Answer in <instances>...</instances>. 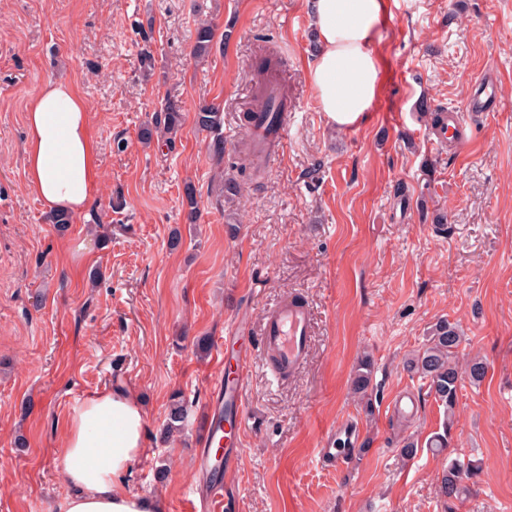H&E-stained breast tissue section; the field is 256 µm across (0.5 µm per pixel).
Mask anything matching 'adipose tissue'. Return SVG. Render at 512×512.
<instances>
[{
	"instance_id": "1",
	"label": "adipose tissue",
	"mask_w": 512,
	"mask_h": 512,
	"mask_svg": "<svg viewBox=\"0 0 512 512\" xmlns=\"http://www.w3.org/2000/svg\"><path fill=\"white\" fill-rule=\"evenodd\" d=\"M319 49L309 79L322 112L337 126L362 123L380 90L374 50L385 0H306ZM28 189L51 211L90 210L101 179L85 100L71 82L41 86L27 112ZM145 414L131 392L109 390L71 416L63 475L72 491L62 512H163L156 498L130 493L125 479L143 451Z\"/></svg>"
}]
</instances>
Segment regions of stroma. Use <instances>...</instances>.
<instances>
[{"label":"stroma","mask_w":512,"mask_h":512,"mask_svg":"<svg viewBox=\"0 0 512 512\" xmlns=\"http://www.w3.org/2000/svg\"><path fill=\"white\" fill-rule=\"evenodd\" d=\"M202 23L224 49L199 62ZM317 48L305 0H0V512H60L69 419L116 385L145 413L128 489L187 512L214 483L197 443L218 370L214 351L195 344L237 329L249 338L256 423L227 477L226 512H512V0H389L375 44L380 92L353 128L319 110ZM272 54L285 66L259 73ZM488 73L499 109L468 111ZM51 79L86 100L102 169L94 206L63 229L25 174L26 112ZM264 79L288 98V143L239 200L218 201L219 167L194 113L220 107L232 160ZM167 97L182 103L181 130L143 144L141 127ZM423 97L462 111L466 148L434 143ZM290 295L311 308V350L278 383L259 333L264 312ZM442 318L463 333L459 359L483 356L488 371L462 383L451 445L436 452L426 442L444 409L403 362ZM365 355L377 388L369 411L351 394ZM178 392L189 422L167 439ZM404 392L418 411L402 433L391 405ZM346 418L364 453L333 466L321 450ZM407 434L420 443L411 459L400 455ZM452 457L482 464L453 502L439 492Z\"/></svg>","instance_id":"1"}]
</instances>
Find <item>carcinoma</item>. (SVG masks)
I'll list each match as a JSON object with an SVG mask.
<instances>
[{
  "mask_svg": "<svg viewBox=\"0 0 512 512\" xmlns=\"http://www.w3.org/2000/svg\"><path fill=\"white\" fill-rule=\"evenodd\" d=\"M223 51L224 41H215L213 28L208 24L197 27L193 46L194 56L204 60L213 51ZM183 110L179 100L169 97L164 104L155 111L152 120L144 125L141 139L149 143L155 137H175L183 125ZM196 127L209 134L207 151L212 158L224 160V115L212 104L198 107L194 113ZM463 336L457 325L446 319L438 321L431 328L422 347L406 358L404 371L420 379L427 386L428 393L444 407L447 417L454 416L458 401V389L462 381V374L456 363V357ZM487 373V362L479 357L471 359L468 364L467 377L476 385L483 381ZM352 389L361 399L366 401V407H371L374 393L373 368L371 360L360 361L352 380ZM188 416L187 406L180 396L172 398L169 406L166 434L180 433L184 429ZM479 470L473 461L463 462L458 459L448 461L444 470L440 492L448 500H458L464 493L465 480L471 478Z\"/></svg>",
  "mask_w": 512,
  "mask_h": 512,
  "instance_id": "obj_1",
  "label": "carcinoma"
}]
</instances>
